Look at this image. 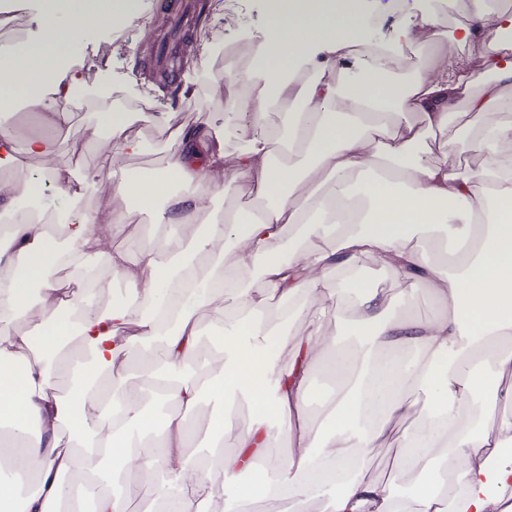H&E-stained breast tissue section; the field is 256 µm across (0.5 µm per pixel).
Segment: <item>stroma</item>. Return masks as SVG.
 <instances>
[{
	"label": "stroma",
	"instance_id": "obj_1",
	"mask_svg": "<svg viewBox=\"0 0 512 512\" xmlns=\"http://www.w3.org/2000/svg\"><path fill=\"white\" fill-rule=\"evenodd\" d=\"M228 0H201V8L191 21L195 38L181 49L176 67L161 70L154 63V45L165 35L168 19L160 0H136L131 20L121 28H101L86 32L72 46L70 60L83 65L89 81H101L111 87L114 97L127 102L151 101L154 112L166 113L170 128L195 125L206 114L216 125H226L224 98V52L260 40L266 31L267 0H242L237 19H230ZM434 14L439 28L452 35L462 16L448 8L443 0H418L411 16L390 13L368 15L363 30L376 42L393 39L399 23L418 24ZM40 0H18L14 16L0 21V46L33 36L41 22ZM211 45L208 57H201L199 39ZM100 103L85 102L75 119L72 138L84 143L79 153L61 152L54 156L56 165L72 170L68 186L47 184L37 203L65 214L82 212L107 213L123 208L125 202L115 195V181L131 176L141 167H162L169 151L168 131L151 130L146 134L147 148L135 157L115 156L112 144L93 145ZM110 170L112 181L89 184L87 175L98 168Z\"/></svg>",
	"mask_w": 512,
	"mask_h": 512
}]
</instances>
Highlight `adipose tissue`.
I'll return each mask as SVG.
<instances>
[{
    "instance_id": "ef3b65f1",
    "label": "adipose tissue",
    "mask_w": 512,
    "mask_h": 512,
    "mask_svg": "<svg viewBox=\"0 0 512 512\" xmlns=\"http://www.w3.org/2000/svg\"><path fill=\"white\" fill-rule=\"evenodd\" d=\"M468 8L470 23L449 40L435 18L397 30L395 44L434 49L427 72L403 78L394 52L366 49L351 10L269 0L266 33L249 50L250 93L227 82L236 111L252 117L234 152L207 121L174 129L162 169L115 183L127 206L105 222L92 212L60 225L24 216L44 179L68 185L66 168L20 169L0 188L9 219L0 226V462L12 473L0 481V512H81L87 499L96 512H129L142 496L145 512L171 501L178 512H217L219 483L242 469L252 481L224 512H252L259 494L286 505L321 497L325 512L503 508L512 491V417L499 412L501 384L512 379V170L497 159L512 151V120L482 119L512 109V0ZM58 9L48 0L39 37L0 50V113L15 114L20 100L39 109L42 131L25 143L36 157L79 149L73 113L45 103L84 88L83 73L67 69L72 42L129 20L102 10L62 18ZM471 42L473 70L454 61ZM458 109L471 150L487 157L474 172L461 169L446 137ZM273 113L280 126H269ZM137 121L102 112L96 134L136 154L145 145ZM216 171L225 188L245 182L252 206L210 211L191 236L174 232L202 210ZM145 213L152 232L114 245ZM291 234L304 244L286 256L273 243ZM61 235L79 265L113 274L123 293L103 307L75 290V273L48 277ZM441 246L444 264L430 256ZM369 263L411 282L432 314L392 318L369 281L338 287ZM289 304L307 319L303 336L270 319ZM21 321L27 331L16 330ZM290 345L295 357L282 361ZM315 370L331 385H311ZM203 394L221 410L208 425L207 460L194 462L190 415ZM477 395L479 421L462 419ZM312 400L329 414L321 434L309 422ZM242 401L245 425L234 416ZM404 421L391 454L422 475L407 498L370 474ZM30 476L37 487L20 496L16 480Z\"/></svg>"
}]
</instances>
